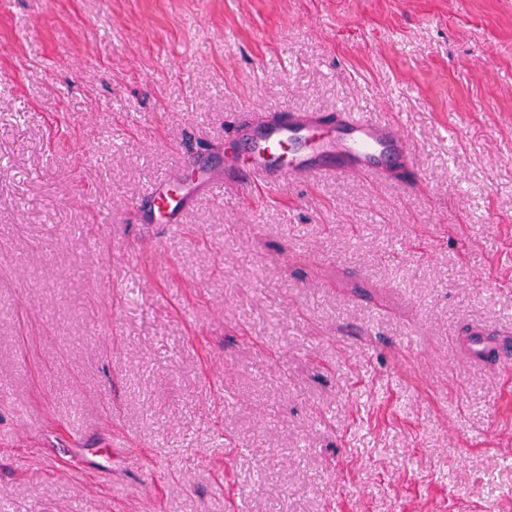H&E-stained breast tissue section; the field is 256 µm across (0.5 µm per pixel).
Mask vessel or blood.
<instances>
[{
    "label": "vessel or blood",
    "instance_id": "vessel-or-blood-1",
    "mask_svg": "<svg viewBox=\"0 0 512 512\" xmlns=\"http://www.w3.org/2000/svg\"><path fill=\"white\" fill-rule=\"evenodd\" d=\"M241 137L250 163L240 170V180L267 191L277 189L287 177H312L327 158L334 159L335 170L376 175L387 166L404 162L410 154L398 124L359 114L345 113L328 122L302 112L264 114ZM171 186L168 180L153 184L145 195L153 207L165 208L173 217L184 200L172 195ZM461 345L473 361L512 368V344L489 339L483 330H471L462 337Z\"/></svg>",
    "mask_w": 512,
    "mask_h": 512
}]
</instances>
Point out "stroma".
I'll list each match as a JSON object with an SVG mask.
<instances>
[{
	"instance_id": "obj_1",
	"label": "stroma",
	"mask_w": 512,
	"mask_h": 512,
	"mask_svg": "<svg viewBox=\"0 0 512 512\" xmlns=\"http://www.w3.org/2000/svg\"><path fill=\"white\" fill-rule=\"evenodd\" d=\"M407 165L199 195L264 113ZM512 0H0V512H512ZM179 177V175H174L167 181H161L149 186L145 191V196L148 198L153 207H156L159 211L160 207L164 206V208L167 210L169 215V223L167 224H176L175 216L177 211L185 203L189 196L196 190L193 189L191 191H187L181 197L172 196L170 194L172 190L171 186L178 182ZM488 333L473 329L468 336H461L463 350L475 362H494L499 368L509 370L512 367V346L510 343L490 340Z\"/></svg>"
}]
</instances>
